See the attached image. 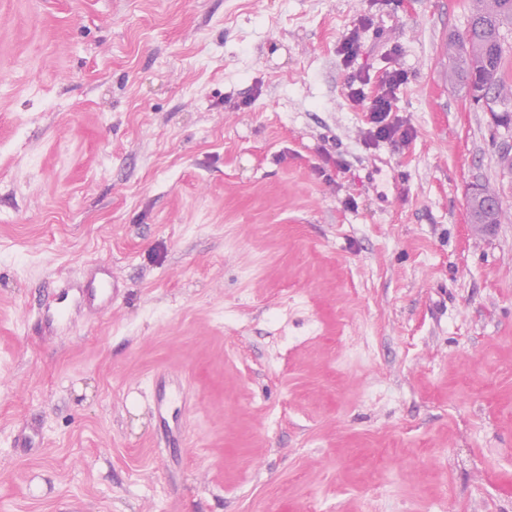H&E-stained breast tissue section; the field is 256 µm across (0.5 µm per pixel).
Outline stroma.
<instances>
[{
  "label": "stroma",
  "instance_id": "1",
  "mask_svg": "<svg viewBox=\"0 0 512 512\" xmlns=\"http://www.w3.org/2000/svg\"><path fill=\"white\" fill-rule=\"evenodd\" d=\"M471 3L0 0V512H512V127L448 78ZM395 69L414 134L367 139L348 85ZM97 265L117 299L58 327Z\"/></svg>",
  "mask_w": 512,
  "mask_h": 512
}]
</instances>
